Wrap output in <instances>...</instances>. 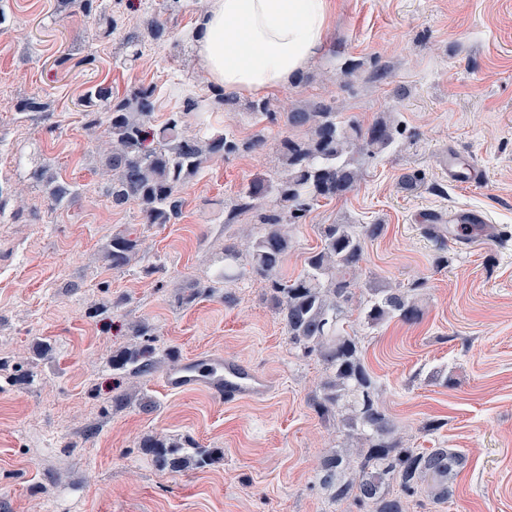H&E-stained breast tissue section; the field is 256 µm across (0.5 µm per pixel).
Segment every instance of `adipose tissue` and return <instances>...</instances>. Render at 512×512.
I'll return each instance as SVG.
<instances>
[{
  "label": "adipose tissue",
  "instance_id": "adipose-tissue-1",
  "mask_svg": "<svg viewBox=\"0 0 512 512\" xmlns=\"http://www.w3.org/2000/svg\"><path fill=\"white\" fill-rule=\"evenodd\" d=\"M331 0H207L191 41L217 89L259 96L291 84L324 46Z\"/></svg>",
  "mask_w": 512,
  "mask_h": 512
}]
</instances>
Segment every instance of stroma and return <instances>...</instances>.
<instances>
[{
	"instance_id": "obj_1",
	"label": "stroma",
	"mask_w": 512,
	"mask_h": 512,
	"mask_svg": "<svg viewBox=\"0 0 512 512\" xmlns=\"http://www.w3.org/2000/svg\"><path fill=\"white\" fill-rule=\"evenodd\" d=\"M206 3L97 0L92 15L61 20L54 0H0V512H366L330 501L317 478L341 440L336 419L312 406L322 365L290 343L261 278L218 277L225 245L253 222L248 213L226 221L240 190L280 170V139L305 137L285 113L318 102L333 105L345 128L395 113L398 133L390 150L365 160L349 194L319 200L292 226L283 272L303 271L321 225H383L366 244L357 286L423 282L424 318L359 331L380 401L411 446L465 454L438 512H512V0H334L322 55L265 95L281 114L274 123L252 110V97L220 101L206 81L188 37ZM154 14L168 40L116 64L127 33ZM64 54L69 62L58 65ZM139 83L156 89L155 126L191 97L201 113L187 116L189 130L203 123L241 142L257 133L268 141L208 162L168 224L141 223L132 203L113 207L101 134L78 104L96 85L120 98ZM35 94L49 111H16ZM450 151L483 166L481 186L449 185L439 160ZM35 164L76 185L75 200L50 208L25 178ZM451 210L481 213L497 238L427 232L430 215ZM133 228L147 252L110 269L104 247ZM201 283L211 293L183 303ZM136 322L149 326L157 356L221 354L264 374L270 394L227 404L168 391L159 373L113 370ZM438 371L452 384L435 379ZM133 388L152 410L113 406L115 391ZM434 421L441 427L432 432ZM149 434L223 458L163 471L139 449Z\"/></svg>"
}]
</instances>
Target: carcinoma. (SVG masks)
<instances>
[{
  "label": "carcinoma",
  "mask_w": 512,
  "mask_h": 512,
  "mask_svg": "<svg viewBox=\"0 0 512 512\" xmlns=\"http://www.w3.org/2000/svg\"><path fill=\"white\" fill-rule=\"evenodd\" d=\"M94 2L56 0L55 13L89 15ZM168 37L165 21L151 16L142 31L125 37L128 52L123 61L138 56L145 40ZM84 106L105 108L102 173L112 205L137 203L145 224H169L177 218L183 205L180 189L207 161L267 146L260 133L241 144L222 132L185 130L187 112L198 107L191 97L186 98L184 111L169 113L164 125L154 128L156 88L151 85H140L114 100L112 88L100 84L84 96ZM48 109V102L38 95L17 104L19 112ZM286 120L307 127L309 136L305 141L281 139L282 174L276 179L257 177L240 191L236 207L255 213L256 233L249 235L243 250L234 244L224 246L222 275L236 279L248 271L264 279L291 343L304 355L315 357L327 373L314 408L322 416H340L347 437L342 447L322 459L318 470L331 499L352 498L372 512H407L404 496L429 482L433 502L444 503L452 495L454 478L466 465L465 456L452 448H412L405 443L379 402L356 334L349 332L353 309L358 321L369 327L393 319L411 325L424 316L414 297L418 284L407 290L371 285L364 300L356 298L364 241L381 236L384 225L324 224L321 246L305 258L303 272L291 278L282 275L284 259L292 248L290 227L315 202L351 192L360 177L355 156H379L392 146L398 128L392 120L382 119L365 129L350 126L355 133L351 137L336 122L333 107L322 102L308 112H288ZM30 179L42 187L54 207L78 194L74 187L58 182L48 166L34 169ZM141 252L139 238L115 235L105 258L109 267L120 271L131 266ZM173 357L170 353L158 358L151 346L136 344L112 355V369L140 379L154 375ZM140 448L158 467L172 472L204 468L222 459L215 448H185L154 436L144 437ZM392 482L399 484L400 491L389 490Z\"/></svg>",
  "instance_id": "1"
}]
</instances>
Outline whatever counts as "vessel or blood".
<instances>
[{"mask_svg":"<svg viewBox=\"0 0 512 512\" xmlns=\"http://www.w3.org/2000/svg\"><path fill=\"white\" fill-rule=\"evenodd\" d=\"M448 177L462 187L477 186L484 182L485 173L473 164L463 169L452 164L448 167ZM164 384L171 391H202L226 403L259 400L270 391V383L264 375L219 354L175 360L164 376Z\"/></svg>","mask_w":512,"mask_h":512,"instance_id":"vessel-or-blood-1","label":"vessel or blood"}]
</instances>
